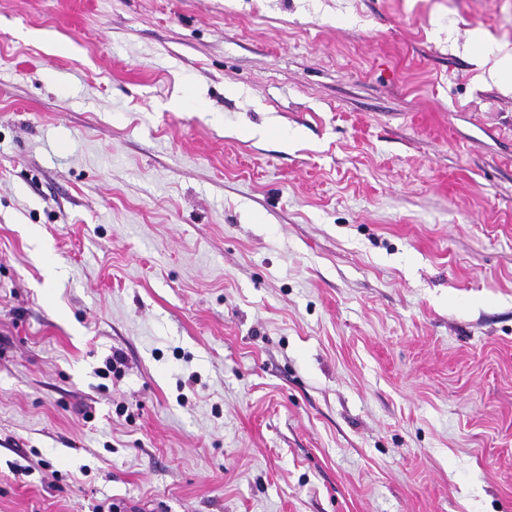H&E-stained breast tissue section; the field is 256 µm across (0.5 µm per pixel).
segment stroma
Returning <instances> with one entry per match:
<instances>
[{"label":"stroma","instance_id":"obj_1","mask_svg":"<svg viewBox=\"0 0 512 512\" xmlns=\"http://www.w3.org/2000/svg\"><path fill=\"white\" fill-rule=\"evenodd\" d=\"M507 54L512 0H0V512H512Z\"/></svg>","mask_w":512,"mask_h":512}]
</instances>
